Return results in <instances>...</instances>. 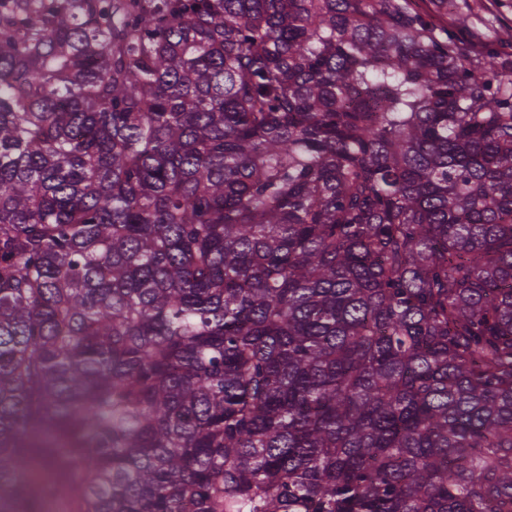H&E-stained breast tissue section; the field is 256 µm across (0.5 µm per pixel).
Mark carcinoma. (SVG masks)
<instances>
[{
	"label": "carcinoma",
	"instance_id": "1",
	"mask_svg": "<svg viewBox=\"0 0 512 512\" xmlns=\"http://www.w3.org/2000/svg\"><path fill=\"white\" fill-rule=\"evenodd\" d=\"M512 512V77L410 0H0V512Z\"/></svg>",
	"mask_w": 512,
	"mask_h": 512
}]
</instances>
